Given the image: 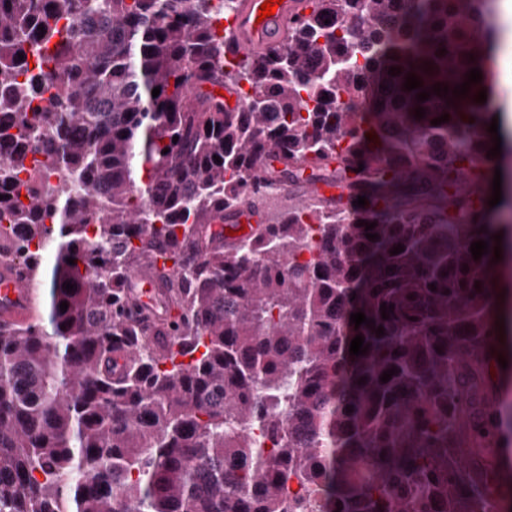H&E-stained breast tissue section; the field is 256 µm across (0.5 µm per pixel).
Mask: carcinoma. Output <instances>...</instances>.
Listing matches in <instances>:
<instances>
[{"instance_id":"1","label":"carcinoma","mask_w":512,"mask_h":512,"mask_svg":"<svg viewBox=\"0 0 512 512\" xmlns=\"http://www.w3.org/2000/svg\"><path fill=\"white\" fill-rule=\"evenodd\" d=\"M223 2L0 0V259L50 273L44 317L0 324V512H485L494 0H308L260 58L227 57ZM33 165L65 177L26 189ZM283 178L366 205L213 229ZM160 258L182 314L161 349L127 310Z\"/></svg>"}]
</instances>
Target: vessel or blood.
Here are the masks:
<instances>
[{
  "label": "vessel or blood",
  "mask_w": 512,
  "mask_h": 512,
  "mask_svg": "<svg viewBox=\"0 0 512 512\" xmlns=\"http://www.w3.org/2000/svg\"><path fill=\"white\" fill-rule=\"evenodd\" d=\"M264 0H238L236 10L226 21L236 52L265 53L288 43L293 20L309 13L307 0H282L276 13L260 18ZM284 192L298 198L339 200L335 185L322 182H283ZM161 270L145 266L131 275L132 306L147 315V330L152 338L167 342L171 339V320L162 305ZM40 303V288L31 275L20 273L11 263L0 264V323H24L32 319Z\"/></svg>",
  "instance_id": "1"
}]
</instances>
